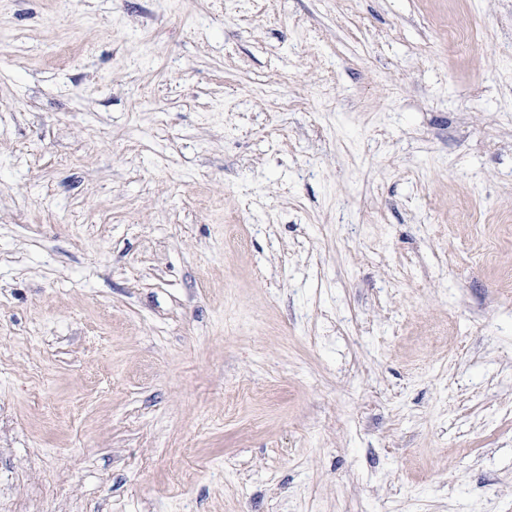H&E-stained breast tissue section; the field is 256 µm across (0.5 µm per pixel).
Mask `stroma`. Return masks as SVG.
<instances>
[{
	"label": "stroma",
	"instance_id": "35a3bbf8",
	"mask_svg": "<svg viewBox=\"0 0 512 512\" xmlns=\"http://www.w3.org/2000/svg\"><path fill=\"white\" fill-rule=\"evenodd\" d=\"M0 512H512V0H0Z\"/></svg>",
	"mask_w": 512,
	"mask_h": 512
}]
</instances>
